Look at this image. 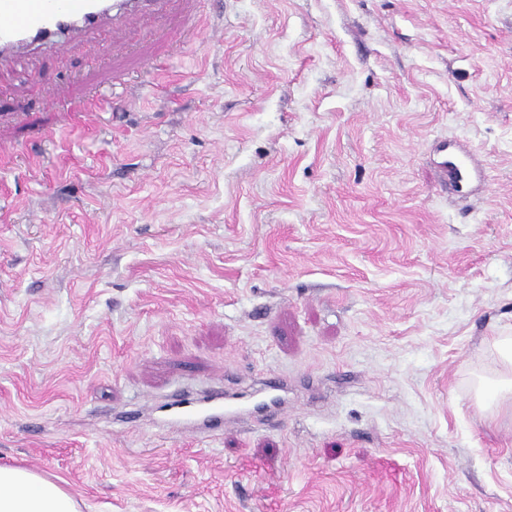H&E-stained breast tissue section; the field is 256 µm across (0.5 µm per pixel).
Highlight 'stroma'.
<instances>
[{
    "label": "stroma",
    "instance_id": "35a3bbf8",
    "mask_svg": "<svg viewBox=\"0 0 512 512\" xmlns=\"http://www.w3.org/2000/svg\"><path fill=\"white\" fill-rule=\"evenodd\" d=\"M199 11L0 76V465L82 512H512V0ZM269 377L280 422L156 421ZM440 151L446 152L447 161L440 162L444 180L451 184L457 192H464L469 188L474 168L471 165V156L468 151L456 146L455 149H448V144H443L439 148ZM502 356L506 361L508 370L503 375L498 386L496 395V414H506L512 416V379H511V367H512V351H511V340L508 338L503 342Z\"/></svg>",
    "mask_w": 512,
    "mask_h": 512
}]
</instances>
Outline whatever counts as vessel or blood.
Returning a JSON list of instances; mask_svg holds the SVG:
<instances>
[{
	"label": "vessel or blood",
	"mask_w": 512,
	"mask_h": 512,
	"mask_svg": "<svg viewBox=\"0 0 512 512\" xmlns=\"http://www.w3.org/2000/svg\"><path fill=\"white\" fill-rule=\"evenodd\" d=\"M171 0H0V71L21 66L27 53L75 39L105 44L104 34L114 28L137 29L149 15L165 14ZM441 170L456 191L469 188L474 170L462 148L448 150ZM239 410L234 396L200 401L176 395L164 407L176 421L221 420Z\"/></svg>",
	"instance_id": "vessel-or-blood-1"
}]
</instances>
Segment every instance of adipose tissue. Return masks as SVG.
<instances>
[{"instance_id": "ef3b65f1", "label": "adipose tissue", "mask_w": 512, "mask_h": 512, "mask_svg": "<svg viewBox=\"0 0 512 512\" xmlns=\"http://www.w3.org/2000/svg\"><path fill=\"white\" fill-rule=\"evenodd\" d=\"M0 512H81V506L63 479L0 465Z\"/></svg>"}]
</instances>
